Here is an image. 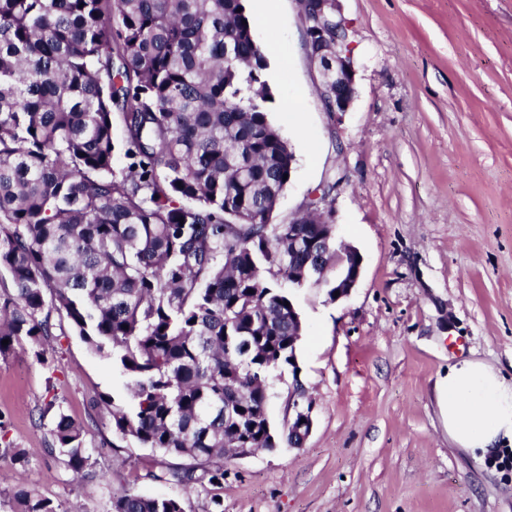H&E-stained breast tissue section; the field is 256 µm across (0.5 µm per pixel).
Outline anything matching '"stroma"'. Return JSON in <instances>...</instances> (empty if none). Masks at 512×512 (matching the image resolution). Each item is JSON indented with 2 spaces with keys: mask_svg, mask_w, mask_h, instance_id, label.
<instances>
[{
  "mask_svg": "<svg viewBox=\"0 0 512 512\" xmlns=\"http://www.w3.org/2000/svg\"><path fill=\"white\" fill-rule=\"evenodd\" d=\"M357 62L348 111H326L298 0H278L259 42L268 118L295 154L275 224L333 182L339 241L362 257L351 293L290 294L304 333L297 367L269 378L266 414L291 417L294 379L311 401L304 445L224 461V485L184 489L178 458L116 439L101 395L125 380L79 336L37 360L0 358V512L18 489L62 512H112L130 488L206 512H512V447L479 459L456 448L437 404L449 364L476 359L512 375V0H338ZM86 429L95 476L50 455L57 413ZM23 461H16L15 452Z\"/></svg>",
  "mask_w": 512,
  "mask_h": 512,
  "instance_id": "stroma-1",
  "label": "stroma"
}]
</instances>
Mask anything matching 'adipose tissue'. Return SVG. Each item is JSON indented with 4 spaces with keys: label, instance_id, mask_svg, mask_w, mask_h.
Here are the masks:
<instances>
[{
    "label": "adipose tissue",
    "instance_id": "1",
    "mask_svg": "<svg viewBox=\"0 0 512 512\" xmlns=\"http://www.w3.org/2000/svg\"><path fill=\"white\" fill-rule=\"evenodd\" d=\"M438 402L458 447L484 459L512 446V380L498 371L470 359L449 366Z\"/></svg>",
    "mask_w": 512,
    "mask_h": 512
}]
</instances>
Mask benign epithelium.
I'll return each mask as SVG.
<instances>
[{"mask_svg": "<svg viewBox=\"0 0 512 512\" xmlns=\"http://www.w3.org/2000/svg\"><path fill=\"white\" fill-rule=\"evenodd\" d=\"M336 0H299L305 26L307 44L312 49L314 60L319 63L321 81L319 93L326 110L346 112L349 110L355 94V65L348 50V25L334 7ZM288 242L296 254L306 253L312 257L321 253L320 240L305 239L302 235L288 231ZM336 269V275L329 279L326 272ZM360 278V271L348 273L327 261L317 259L313 266L301 275V281H315L336 287L338 298L349 295ZM302 382L298 372H293V384L290 395L294 413L288 424H296L295 431L300 440L307 439L312 430L309 409L303 406Z\"/></svg>", "mask_w": 512, "mask_h": 512, "instance_id": "benign-epithelium-1", "label": "benign epithelium"}]
</instances>
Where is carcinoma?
Segmentation results:
<instances>
[{"label": "carcinoma", "instance_id": "carcinoma-1", "mask_svg": "<svg viewBox=\"0 0 512 512\" xmlns=\"http://www.w3.org/2000/svg\"><path fill=\"white\" fill-rule=\"evenodd\" d=\"M266 67L244 0H0V356L78 335L127 379L131 404L100 397L113 434L190 460L182 486L221 487L241 444L293 446L266 378L297 334L279 280L308 256L270 224L293 154ZM85 435L60 413L48 451L81 473ZM112 508L184 512L130 490Z\"/></svg>", "mask_w": 512, "mask_h": 512}]
</instances>
